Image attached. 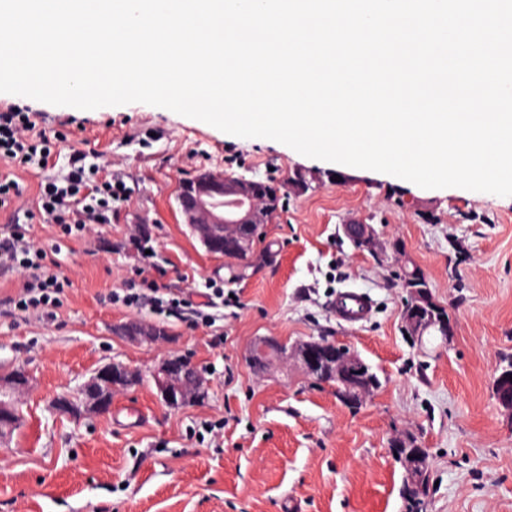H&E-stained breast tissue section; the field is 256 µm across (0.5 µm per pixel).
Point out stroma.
<instances>
[{
    "instance_id": "obj_1",
    "label": "stroma",
    "mask_w": 512,
    "mask_h": 512,
    "mask_svg": "<svg viewBox=\"0 0 512 512\" xmlns=\"http://www.w3.org/2000/svg\"><path fill=\"white\" fill-rule=\"evenodd\" d=\"M31 109L40 126L87 142L129 191L121 220L87 238L58 240L32 221L38 184L69 171V155L21 173L25 197L0 218L26 224L72 281L55 318L0 316V371L25 370L32 389L22 425L0 447V512H408L395 437L428 455L423 512H512V414L493 380L512 355V197L460 188L424 189L366 169L309 158L266 138H240L143 103L80 110L0 93ZM287 185L286 207L249 261L207 253L183 224L179 180L200 169ZM311 179V190L288 185ZM362 221L405 252L355 250L342 226ZM146 232L153 269L127 244ZM426 277L453 324L449 340L403 327L402 259ZM175 293L215 281L231 305L213 326L106 296L141 270ZM367 294L363 325L337 321V289ZM135 318L167 333L165 346L132 345L113 332ZM258 336L338 341L377 372L374 397L350 407L296 368L259 378L246 351ZM189 353L211 386L203 401L171 410L147 375L164 353ZM121 361L142 384L115 394L95 419L56 416L50 403L76 394L103 365ZM139 411L128 422L125 407Z\"/></svg>"
}]
</instances>
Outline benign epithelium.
<instances>
[{"instance_id":"7a95c632","label":"benign epithelium","mask_w":512,"mask_h":512,"mask_svg":"<svg viewBox=\"0 0 512 512\" xmlns=\"http://www.w3.org/2000/svg\"><path fill=\"white\" fill-rule=\"evenodd\" d=\"M264 198L259 182L209 170L180 180L176 192L183 223L206 251L215 255H222L230 248L239 251L247 248L249 240L237 236L241 226L271 223L273 213L264 206ZM343 233L370 252L381 247L379 235L370 224L354 221L343 225ZM399 274L406 289L403 323L407 334L420 337L432 328L445 340L453 335L452 324L428 314L423 295L411 287L416 270L403 266ZM119 334L137 343H161L165 338L161 328L140 320L123 324ZM248 361L262 376L274 366L292 361L317 383L338 380L344 389L336 390V396L354 404H361L374 394V388L355 380L349 372L360 356L336 341L309 339L290 345L286 341L276 344L267 337H258L249 349ZM135 377L136 371L115 363L96 370L80 388L83 412L105 414L112 405L113 394ZM152 378L161 402L171 409L196 403L198 396L210 386L205 372L186 353L165 355L152 370ZM25 384V378L19 374L12 378L0 376V435L16 424L13 397ZM494 389L499 404L512 413V361L499 367Z\"/></svg>"}]
</instances>
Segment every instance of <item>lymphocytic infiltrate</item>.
Listing matches in <instances>:
<instances>
[{
    "label": "lymphocytic infiltrate",
    "instance_id": "obj_1",
    "mask_svg": "<svg viewBox=\"0 0 512 512\" xmlns=\"http://www.w3.org/2000/svg\"><path fill=\"white\" fill-rule=\"evenodd\" d=\"M57 154L54 137L39 129L33 113L15 104L0 106V160L18 169H29L52 161ZM85 151L70 156V170L62 180L41 184L35 214L40 223L56 225L60 237L90 233L92 225L119 221L128 192L123 181L86 164ZM47 252L31 241L20 225H9L0 233V267L20 271L24 282L12 298L14 309L55 315L63 304L71 282L63 272L49 270ZM223 287L211 286L203 303L161 288L150 278L129 284L123 292H112L108 301L129 308L150 306L173 314L192 309L197 320L208 323L209 307L223 299Z\"/></svg>",
    "mask_w": 512,
    "mask_h": 512
}]
</instances>
